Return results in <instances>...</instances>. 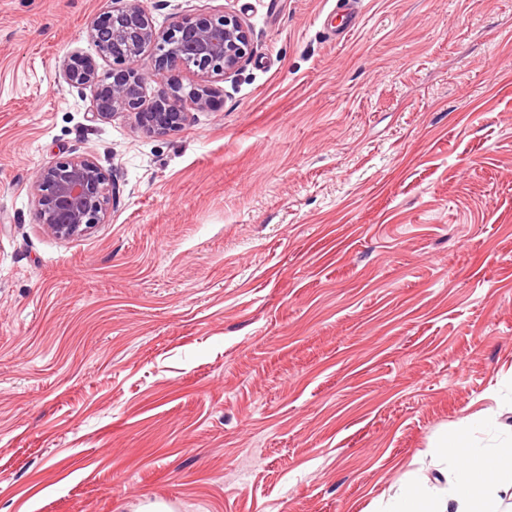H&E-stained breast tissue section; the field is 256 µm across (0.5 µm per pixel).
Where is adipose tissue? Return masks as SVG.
Instances as JSON below:
<instances>
[{
    "label": "adipose tissue",
    "instance_id": "obj_1",
    "mask_svg": "<svg viewBox=\"0 0 512 512\" xmlns=\"http://www.w3.org/2000/svg\"><path fill=\"white\" fill-rule=\"evenodd\" d=\"M458 438H440L432 448L449 467L447 485L437 488L407 481L378 512H498V477H512V429L503 428L494 415L467 417Z\"/></svg>",
    "mask_w": 512,
    "mask_h": 512
}]
</instances>
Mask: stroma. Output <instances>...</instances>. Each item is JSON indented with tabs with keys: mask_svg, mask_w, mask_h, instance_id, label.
<instances>
[{
	"mask_svg": "<svg viewBox=\"0 0 512 512\" xmlns=\"http://www.w3.org/2000/svg\"><path fill=\"white\" fill-rule=\"evenodd\" d=\"M253 32L216 108L92 118L111 0H0V512H373L512 426V0H140ZM90 156L106 223L38 224ZM497 399H490V392ZM345 1L349 3L350 13L358 14L354 8V1L356 0H336V8H332L328 11L322 22L324 31L333 39L342 35L349 28L348 17L345 14H341V21L339 24L336 25L335 23L336 17L340 15L337 7L339 4L346 3ZM36 217L60 238L85 235L104 223L114 185L109 174L87 156L57 160L33 180Z\"/></svg>",
	"mask_w": 512,
	"mask_h": 512,
	"instance_id": "obj_1",
	"label": "stroma"
}]
</instances>
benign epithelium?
<instances>
[{
	"label": "benign epithelium",
	"mask_w": 512,
	"mask_h": 512,
	"mask_svg": "<svg viewBox=\"0 0 512 512\" xmlns=\"http://www.w3.org/2000/svg\"><path fill=\"white\" fill-rule=\"evenodd\" d=\"M88 37L119 68L101 78L91 58L73 55L62 63L67 84L94 89L93 117L121 111L138 130L162 134L183 124L186 104L201 110L214 105L212 79L240 69L251 54L253 33L231 12L185 16L160 31L141 5L112 0L103 20L91 22ZM149 47L154 50V70L184 65L193 69L196 82L185 87L172 81L167 92L144 103L135 89L146 76L140 60ZM32 188L38 222L60 238L85 235L104 222L114 192L109 174L87 156L60 159L39 169Z\"/></svg>",
	"instance_id": "benign-epithelium-1"
}]
</instances>
